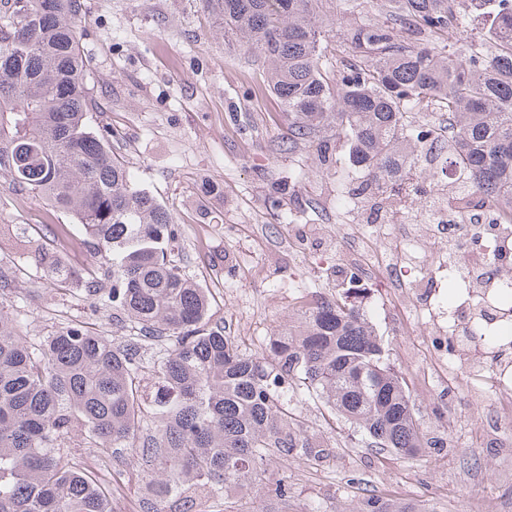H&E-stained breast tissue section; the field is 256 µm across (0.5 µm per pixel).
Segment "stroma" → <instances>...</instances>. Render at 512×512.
<instances>
[{
    "mask_svg": "<svg viewBox=\"0 0 512 512\" xmlns=\"http://www.w3.org/2000/svg\"><path fill=\"white\" fill-rule=\"evenodd\" d=\"M85 12L93 121L139 185L171 211L180 228L174 258L208 289L215 319L243 352L261 354L270 336L296 327L299 297L348 281L344 225L394 224V208L337 210V191L364 179L347 146L327 138V167L307 150L282 151L288 114L267 90L266 64L253 48L225 45L200 0H85ZM72 222L0 178V267L8 273L0 304L27 341L82 321L123 345L128 322L95 311L80 290H59L29 263L37 247L50 245L74 269L96 265L85 238L65 234ZM364 310L409 383L423 429L446 434L445 445L414 458L354 445L345 440L348 423L320 399L289 394L328 454L317 465L289 459L288 512H340L379 493L430 512H512V417L491 389V371L455 372L440 383L426 375L423 357L402 355L426 345L424 321L401 325L381 288Z\"/></svg>",
    "mask_w": 512,
    "mask_h": 512,
    "instance_id": "35a3bbf8",
    "label": "stroma"
}]
</instances>
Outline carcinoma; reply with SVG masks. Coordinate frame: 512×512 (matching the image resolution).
<instances>
[{"label":"carcinoma","instance_id":"carcinoma-1","mask_svg":"<svg viewBox=\"0 0 512 512\" xmlns=\"http://www.w3.org/2000/svg\"><path fill=\"white\" fill-rule=\"evenodd\" d=\"M201 2L225 39L269 63L270 89L290 118L286 150L313 147L325 164L329 133L366 173L364 192L398 193L413 173L418 201L434 180L419 148L446 133V162L462 175L459 208L512 214V0H494L490 49L464 38L454 0H376L380 21L362 17L364 0H343L356 20L334 39L315 23L320 0ZM83 21L84 0H0V176L70 214L101 258L78 272L42 247L35 268L129 321L133 336L115 346L77 321L31 344L0 309V512H119L124 471L104 485L65 452L72 446L117 461L135 449L137 512H255L242 496L253 489L286 505L288 480L272 468L325 454L284 401L288 385L324 400L379 451L443 447L348 297L301 298L299 331L272 337L258 356L211 319L207 290L171 259V213L88 122ZM346 50L355 62L334 68ZM432 102L439 111H425ZM157 342L164 353L145 358ZM351 512L425 508L373 495Z\"/></svg>","mask_w":512,"mask_h":512}]
</instances>
